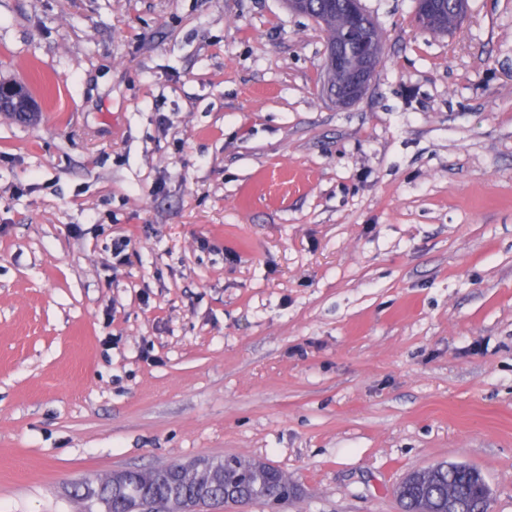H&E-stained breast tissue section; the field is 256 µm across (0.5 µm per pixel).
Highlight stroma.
<instances>
[{
	"label": "stroma",
	"instance_id": "stroma-1",
	"mask_svg": "<svg viewBox=\"0 0 512 512\" xmlns=\"http://www.w3.org/2000/svg\"><path fill=\"white\" fill-rule=\"evenodd\" d=\"M469 5L361 0L339 106L286 0H0V512L230 456L298 493L222 512H403L444 462L512 512V0ZM444 0H417L416 22L421 28L429 29L441 23ZM11 87V105L8 108L0 109V111L10 112V114L19 118H21V115H24V120H31L35 116L32 96L22 85H11Z\"/></svg>",
	"mask_w": 512,
	"mask_h": 512
}]
</instances>
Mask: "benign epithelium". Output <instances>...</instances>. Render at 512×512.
<instances>
[{"label": "benign epithelium", "mask_w": 512, "mask_h": 512, "mask_svg": "<svg viewBox=\"0 0 512 512\" xmlns=\"http://www.w3.org/2000/svg\"><path fill=\"white\" fill-rule=\"evenodd\" d=\"M443 10L442 0H417L418 26L425 29L438 26ZM353 11L358 23L327 47L325 61L327 70L341 78L334 95L340 105L352 104L363 96L382 54V39L368 36L375 25L362 10L360 0H354Z\"/></svg>", "instance_id": "7a95c632"}]
</instances>
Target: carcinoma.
Instances as JSON below:
<instances>
[{"label":"carcinoma","instance_id":"1","mask_svg":"<svg viewBox=\"0 0 512 512\" xmlns=\"http://www.w3.org/2000/svg\"><path fill=\"white\" fill-rule=\"evenodd\" d=\"M320 2L314 20L327 41L336 40L349 20L350 0ZM10 114L35 116L34 103L22 85L12 86ZM132 489L112 493L107 480L86 479L77 486L90 505L110 503L109 512H210L249 501L278 505L294 495L288 477L274 466L239 457L191 467L173 466L150 471H131ZM403 512H485V494L468 470L439 465L410 474L396 490Z\"/></svg>","mask_w":512,"mask_h":512}]
</instances>
